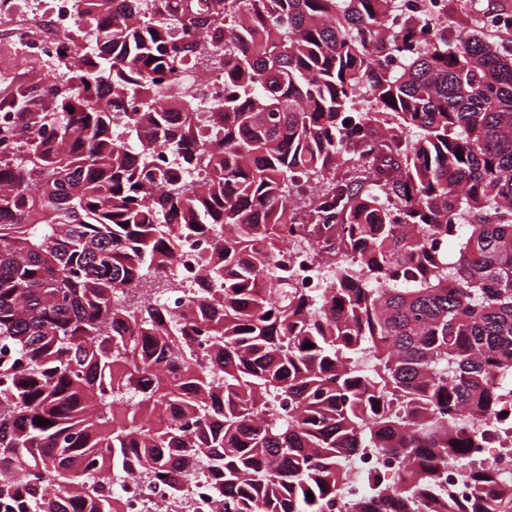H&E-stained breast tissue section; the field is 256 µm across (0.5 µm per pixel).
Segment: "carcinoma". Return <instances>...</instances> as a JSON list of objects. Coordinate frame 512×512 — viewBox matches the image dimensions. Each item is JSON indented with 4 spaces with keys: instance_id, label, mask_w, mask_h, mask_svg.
Wrapping results in <instances>:
<instances>
[{
    "instance_id": "obj_1",
    "label": "carcinoma",
    "mask_w": 512,
    "mask_h": 512,
    "mask_svg": "<svg viewBox=\"0 0 512 512\" xmlns=\"http://www.w3.org/2000/svg\"><path fill=\"white\" fill-rule=\"evenodd\" d=\"M79 2L42 84L0 96V512H125L143 465L323 512L370 451L404 465L355 512H512L470 458L472 423L512 426V0H444L467 22L428 39L393 0ZM190 62L223 78L206 111ZM290 237L332 256L322 294L276 268ZM212 245L211 238L191 239L178 248L177 258L167 270L166 277L172 284L171 293L164 297L165 305L170 308L185 307L188 299V287L200 279L206 271L204 255Z\"/></svg>"
}]
</instances>
